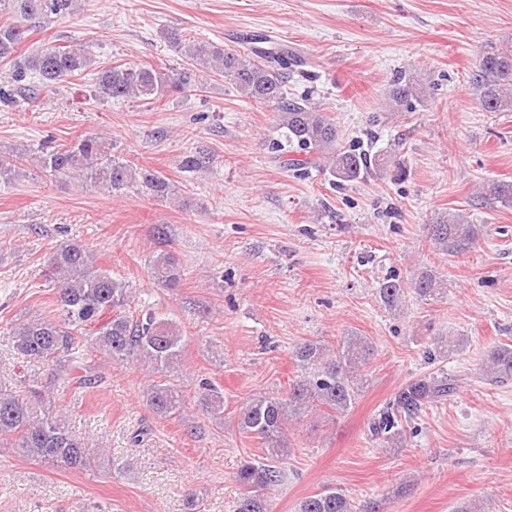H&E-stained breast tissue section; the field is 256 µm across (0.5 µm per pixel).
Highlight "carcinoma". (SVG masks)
<instances>
[{
	"label": "carcinoma",
	"instance_id": "obj_1",
	"mask_svg": "<svg viewBox=\"0 0 512 512\" xmlns=\"http://www.w3.org/2000/svg\"><path fill=\"white\" fill-rule=\"evenodd\" d=\"M76 0H0V62L12 67L13 89L0 87V101L12 90L33 89L55 93L68 80L93 66L94 59L82 47L53 45L20 54L21 44L42 19L71 14ZM165 38L188 58V67L163 70L151 65H112L95 73L94 96L102 99H136L158 103L172 92L202 86L200 73L224 78L243 96L272 107L276 127L295 156L286 160L294 171L319 168L333 184L355 182L390 166L396 176L406 171L395 165L388 152L370 154L340 144L336 122L307 98L288 96V67L300 62L295 52L282 43L258 38L268 47L251 53L226 49L213 41L183 39L179 31ZM472 85L481 107L487 112H512V45L486 44ZM390 101L396 110L410 111L422 101V91L413 77L400 73L394 79ZM40 168L58 178H76L102 187L109 193L138 187L154 198L168 199L175 187L162 172L123 163L102 146L96 137L69 144L43 146L36 151ZM27 161L19 151H0V183L17 180ZM210 158L196 151L185 157L183 168L197 171ZM481 194L500 203H512V182L482 185ZM482 236L481 225L462 213L444 212L428 225L435 248L450 255L473 249ZM151 263L153 278L172 287L181 279L176 260L156 255ZM47 277L53 290L54 318L36 316L8 329L6 336L23 358L45 371L23 372L9 384H0V447L14 448L28 458L47 462L57 469L94 471L110 464L102 448L91 446L58 409L54 397L72 395L98 381L90 351L116 365L129 361L148 362L155 372L169 373L181 363L183 336L168 318L143 306L133 314L130 284L96 265L94 253L82 245L66 244L47 259ZM416 297L429 301L440 294L436 277L423 271L411 284ZM380 301L397 307L406 298V288L390 276L379 283ZM374 354L365 336H346L334 349L314 341L299 343L294 360L306 376L288 383L284 395L251 398L238 413L239 430L261 440L264 457L241 464L236 480L242 488L237 512H271V491L281 485L285 472L284 431L287 416L303 409H327V415H342L355 404L363 388L361 374ZM489 384L512 380V344L489 352L481 372ZM457 388L456 378L442 369L404 383L369 425L371 438L396 445L405 436L404 425L428 407L442 404ZM199 400L205 411L218 417L224 413V390L210 380L199 383ZM147 404L154 416L164 419L183 411L182 391L167 378L154 382L147 391ZM297 512H354V505L337 487H325L302 499Z\"/></svg>",
	"mask_w": 512,
	"mask_h": 512
}]
</instances>
